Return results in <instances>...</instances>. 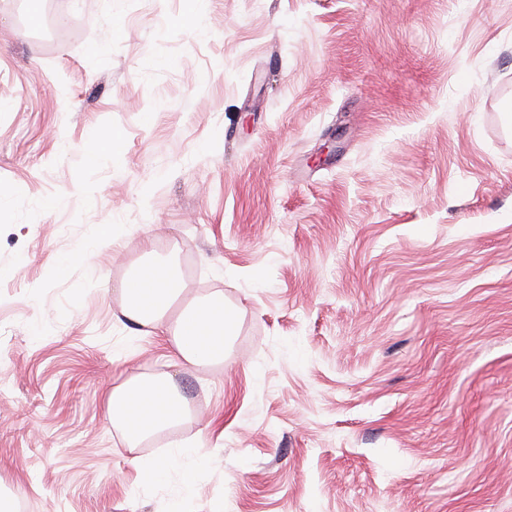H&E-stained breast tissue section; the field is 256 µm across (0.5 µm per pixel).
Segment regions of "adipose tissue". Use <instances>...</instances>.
<instances>
[{
	"instance_id": "obj_1",
	"label": "adipose tissue",
	"mask_w": 512,
	"mask_h": 512,
	"mask_svg": "<svg viewBox=\"0 0 512 512\" xmlns=\"http://www.w3.org/2000/svg\"><path fill=\"white\" fill-rule=\"evenodd\" d=\"M182 292L171 259L139 264L122 283L123 315L132 324L156 330L183 363L197 366L222 361L236 330L224 298L212 295L191 302L177 317L169 310ZM107 418L121 429L130 447L180 422L189 412L173 376L135 378L105 395Z\"/></svg>"
}]
</instances>
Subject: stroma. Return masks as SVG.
<instances>
[{
    "mask_svg": "<svg viewBox=\"0 0 512 512\" xmlns=\"http://www.w3.org/2000/svg\"><path fill=\"white\" fill-rule=\"evenodd\" d=\"M0 189V499L512 512V0H0ZM149 252L223 363L131 333ZM168 374L129 447L104 393ZM173 448L181 449L164 459L137 457L132 460V463L135 466L152 473L157 478L164 479L176 465L183 467L186 459L194 457L196 459L197 466L193 475L198 476L201 474L205 460L197 448H190V446L187 445H175Z\"/></svg>",
    "mask_w": 512,
    "mask_h": 512,
    "instance_id": "35a3bbf8",
    "label": "stroma"
}]
</instances>
